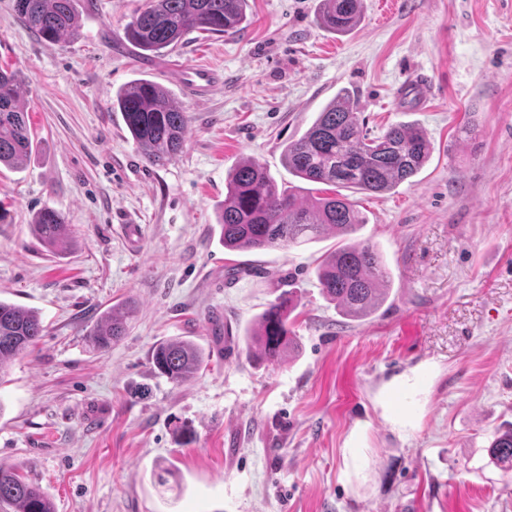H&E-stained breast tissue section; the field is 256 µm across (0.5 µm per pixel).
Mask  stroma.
I'll use <instances>...</instances> for the list:
<instances>
[{
    "label": "stroma",
    "mask_w": 512,
    "mask_h": 512,
    "mask_svg": "<svg viewBox=\"0 0 512 512\" xmlns=\"http://www.w3.org/2000/svg\"><path fill=\"white\" fill-rule=\"evenodd\" d=\"M320 3L249 0L238 32L144 57L124 28L145 0H74L80 33L59 43L0 0V67L26 77L33 139L22 169L0 167V299L44 326L0 383V466H23L55 512H512V471L488 452L512 428V0H363L343 36ZM193 67L219 78L202 102ZM412 77L424 108L400 96ZM137 78L188 119L160 167L112 109ZM342 87L370 135L407 122L432 146L412 181L348 194L392 278L361 321L318 288L334 234L234 252L216 222L244 159L293 182L285 146ZM46 208L66 218L64 251L32 230ZM288 290L297 352L254 364L246 336ZM127 301V335L90 350L100 309ZM172 336L208 357L181 385L152 365ZM160 466L175 490L154 485Z\"/></svg>",
    "instance_id": "1"
}]
</instances>
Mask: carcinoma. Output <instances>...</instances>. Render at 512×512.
Wrapping results in <instances>:
<instances>
[{
  "label": "carcinoma",
  "instance_id": "cac0c4a2",
  "mask_svg": "<svg viewBox=\"0 0 512 512\" xmlns=\"http://www.w3.org/2000/svg\"><path fill=\"white\" fill-rule=\"evenodd\" d=\"M248 0H148L146 8L124 28L128 41L147 56L176 46L192 31L236 32L246 19ZM20 21L49 43L76 34L79 24L73 0H13ZM362 0H322L320 19L334 34L345 33L361 19ZM21 72L0 69V165L20 168L32 151V131L20 94ZM112 109L125 125L145 160L164 165L183 146L187 116L170 92L147 79H134L119 89ZM431 145L419 127L390 126L371 137L363 132L357 104L349 90L318 113L312 126L284 152L288 172L312 185L309 199L295 186H280L255 158L230 172L224 209L219 218L224 248L229 251L290 249L310 243L327 231L343 239L356 232L364 217L348 197L334 187L381 193L418 174L430 157ZM35 235L46 245L67 243L65 218L45 209L32 222ZM321 295L336 304L340 315L362 320L386 302L390 272L375 245L368 241L343 243L317 269ZM293 295H279L261 315L248 336L270 362H280L294 349ZM134 308L125 303L104 310L97 327L86 334L92 350L106 352L127 332ZM44 331L36 311L0 300V380L14 360L26 353ZM159 375L174 384L185 383L206 363L191 340L176 337L161 342L152 356ZM492 463L512 469V430L498 434L490 448ZM0 509L3 512H54L52 503L16 468L0 467Z\"/></svg>",
  "mask_w": 512,
  "mask_h": 512
}]
</instances>
